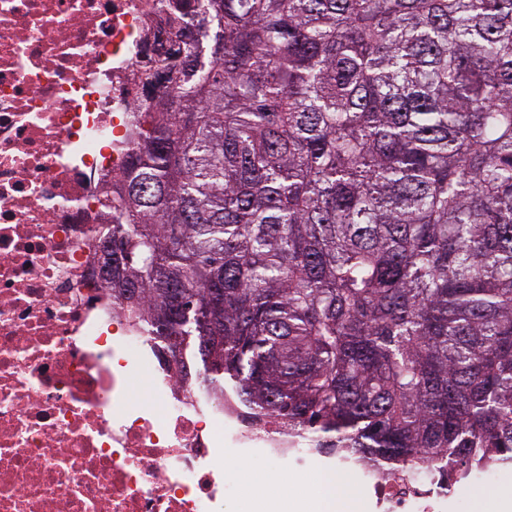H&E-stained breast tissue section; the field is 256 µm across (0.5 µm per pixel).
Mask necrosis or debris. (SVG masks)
<instances>
[{"label": "necrosis or debris", "mask_w": 512, "mask_h": 512, "mask_svg": "<svg viewBox=\"0 0 512 512\" xmlns=\"http://www.w3.org/2000/svg\"><path fill=\"white\" fill-rule=\"evenodd\" d=\"M169 0H0V512H222L224 432L306 466L329 449L241 427L176 372L96 262L104 179L135 144L134 69ZM148 376L154 399H134ZM379 512H441L438 482L344 459Z\"/></svg>", "instance_id": "4bbe7bcc"}]
</instances>
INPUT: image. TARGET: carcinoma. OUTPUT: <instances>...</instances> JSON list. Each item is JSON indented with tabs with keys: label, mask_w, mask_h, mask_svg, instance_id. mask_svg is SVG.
Wrapping results in <instances>:
<instances>
[{
	"label": "carcinoma",
	"mask_w": 512,
	"mask_h": 512,
	"mask_svg": "<svg viewBox=\"0 0 512 512\" xmlns=\"http://www.w3.org/2000/svg\"><path fill=\"white\" fill-rule=\"evenodd\" d=\"M101 198L128 317L255 424L512 463V0H205Z\"/></svg>",
	"instance_id": "cac0c4a2"
}]
</instances>
